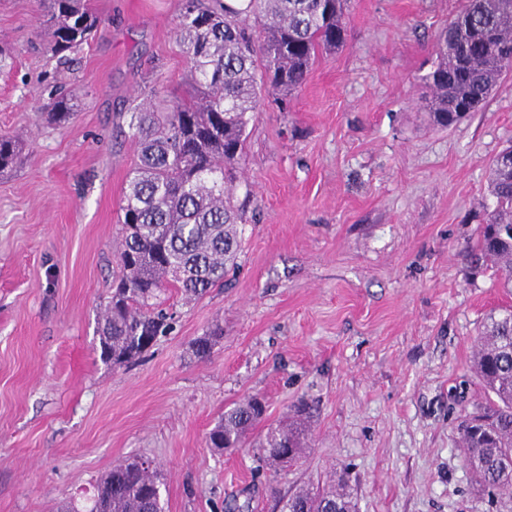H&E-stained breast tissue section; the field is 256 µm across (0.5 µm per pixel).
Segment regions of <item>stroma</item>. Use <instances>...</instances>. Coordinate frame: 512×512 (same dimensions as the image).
Segmentation results:
<instances>
[{
  "label": "stroma",
  "mask_w": 512,
  "mask_h": 512,
  "mask_svg": "<svg viewBox=\"0 0 512 512\" xmlns=\"http://www.w3.org/2000/svg\"><path fill=\"white\" fill-rule=\"evenodd\" d=\"M102 30L57 64L40 0H0V135L25 139L0 174V512H56L137 455L167 512H252L328 479L358 512H512L480 493L457 424L484 398L471 368L488 316L512 305L467 251L493 200L489 164L512 142V75L447 128L418 100L437 31L461 0H350L346 44L320 57L287 109L250 121L234 202L238 265L221 287L161 300L171 333L123 367L96 350L119 272L121 201L135 161L125 113L144 90L191 84L182 0H93ZM79 88L68 122L42 110ZM205 360L192 351L213 328ZM266 405L259 432L311 408V446L285 470L251 445L208 448L225 411Z\"/></svg>",
  "instance_id": "1"
}]
</instances>
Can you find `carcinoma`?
<instances>
[{
    "mask_svg": "<svg viewBox=\"0 0 512 512\" xmlns=\"http://www.w3.org/2000/svg\"><path fill=\"white\" fill-rule=\"evenodd\" d=\"M39 27L65 63L96 33L91 0H42ZM348 0H186L174 27L196 89L137 103L129 128L137 161L122 198V276L98 319L100 358L122 366L171 328L158 300L164 287L197 298L224 285L241 249V217L233 178L244 158L247 127L261 95L287 108L318 56L345 43ZM435 61L422 77L420 106L448 127L478 108L512 72V0H466L437 34ZM75 88L51 103L66 122L77 107ZM22 140L0 136V173L14 167ZM494 200L472 247V259L496 269L512 293V170L492 164ZM512 310L492 315L477 339L472 367L493 395L482 412L460 422L464 465L488 493L512 491ZM224 332L195 341L204 359ZM265 406L249 398L226 411L206 437L218 450L238 448L263 420ZM308 417L294 408L288 423L267 428L256 443L270 466L291 463L307 448ZM157 467L126 459L99 482L90 506L63 512H163ZM282 512H358L344 485L303 487L282 499Z\"/></svg>",
    "mask_w": 512,
    "mask_h": 512,
    "instance_id": "cac0c4a2",
    "label": "carcinoma"
}]
</instances>
